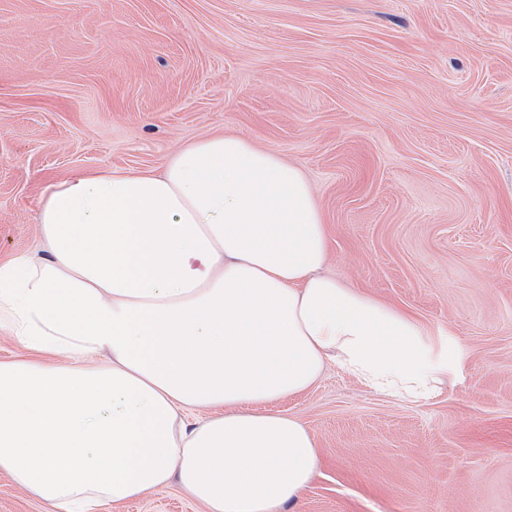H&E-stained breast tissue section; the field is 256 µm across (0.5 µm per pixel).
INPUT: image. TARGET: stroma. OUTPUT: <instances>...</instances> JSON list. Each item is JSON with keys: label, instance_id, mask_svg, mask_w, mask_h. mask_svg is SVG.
<instances>
[{"label": "stroma", "instance_id": "1", "mask_svg": "<svg viewBox=\"0 0 512 512\" xmlns=\"http://www.w3.org/2000/svg\"><path fill=\"white\" fill-rule=\"evenodd\" d=\"M214 131L299 165L328 272L463 354L422 403L333 364L278 402L320 457L284 512H512V0H0V260L58 179Z\"/></svg>", "mask_w": 512, "mask_h": 512}]
</instances>
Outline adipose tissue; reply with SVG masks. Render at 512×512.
Wrapping results in <instances>:
<instances>
[{"label":"adipose tissue","mask_w":512,"mask_h":512,"mask_svg":"<svg viewBox=\"0 0 512 512\" xmlns=\"http://www.w3.org/2000/svg\"><path fill=\"white\" fill-rule=\"evenodd\" d=\"M35 222L39 254L0 261V331L31 354L0 362V472L47 512H103L172 481L207 512H277L319 452L274 403L331 362L428 400L460 360L446 335L324 274L304 171L241 136L57 181Z\"/></svg>","instance_id":"ef3b65f1"}]
</instances>
